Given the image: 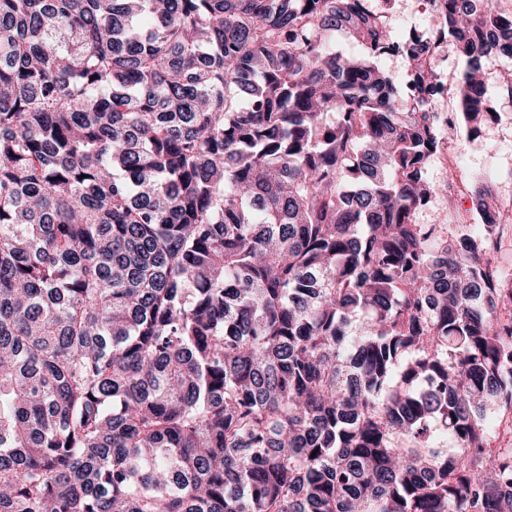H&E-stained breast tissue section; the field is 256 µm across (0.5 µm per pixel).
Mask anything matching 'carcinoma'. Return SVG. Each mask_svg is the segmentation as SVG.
<instances>
[{
    "instance_id": "obj_1",
    "label": "carcinoma",
    "mask_w": 512,
    "mask_h": 512,
    "mask_svg": "<svg viewBox=\"0 0 512 512\" xmlns=\"http://www.w3.org/2000/svg\"><path fill=\"white\" fill-rule=\"evenodd\" d=\"M373 3L0 0V512H512L504 230L415 220L512 13ZM413 4L414 2L409 0L400 1L396 9L388 15L387 27L392 40L398 41L402 39L411 30L410 25L404 21L403 16L412 11ZM448 56V67H445V78L448 80V110H452L455 107L454 99H453V90L455 83L459 80L461 71L463 69L462 61L458 57L457 53L453 46H448L447 49L440 48L436 59L437 64L441 70H443V63L445 62V58Z\"/></svg>"
}]
</instances>
